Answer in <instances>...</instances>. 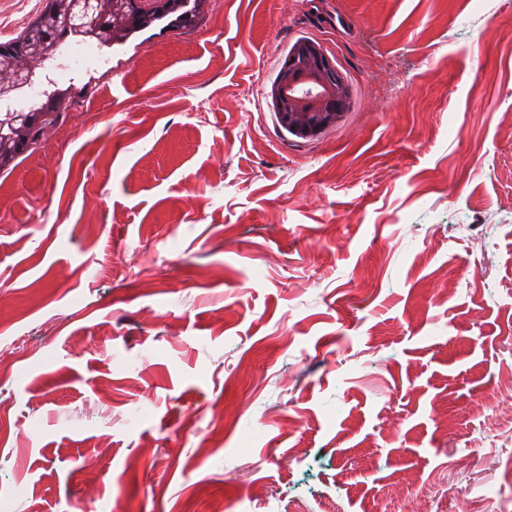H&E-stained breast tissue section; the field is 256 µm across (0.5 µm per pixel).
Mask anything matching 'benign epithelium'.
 <instances>
[{
	"label": "benign epithelium",
	"instance_id": "benign-epithelium-1",
	"mask_svg": "<svg viewBox=\"0 0 512 512\" xmlns=\"http://www.w3.org/2000/svg\"><path fill=\"white\" fill-rule=\"evenodd\" d=\"M80 10L62 21L66 28H78L88 14L103 25L109 24L105 0H76ZM25 56L15 58L12 71L0 75V83L9 80L17 86L31 82L33 71L21 65ZM280 125L300 139H315L338 122L345 111L350 91L336 73L319 44L311 40L297 42L281 68L270 91Z\"/></svg>",
	"mask_w": 512,
	"mask_h": 512
}]
</instances>
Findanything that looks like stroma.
Listing matches in <instances>:
<instances>
[{"mask_svg": "<svg viewBox=\"0 0 512 512\" xmlns=\"http://www.w3.org/2000/svg\"><path fill=\"white\" fill-rule=\"evenodd\" d=\"M509 10L209 0L49 65L0 174V512H512ZM300 39L351 89L315 140L270 97ZM10 109L7 106L2 110L0 102V170L2 172L10 170L29 148L30 133L54 120L53 112H42V108L29 111L15 109L8 112ZM14 112L20 113L19 118H24L22 115L24 112H31L27 113L29 114V123L26 127L14 120Z\"/></svg>", "mask_w": 512, "mask_h": 512, "instance_id": "obj_1", "label": "stroma"}]
</instances>
